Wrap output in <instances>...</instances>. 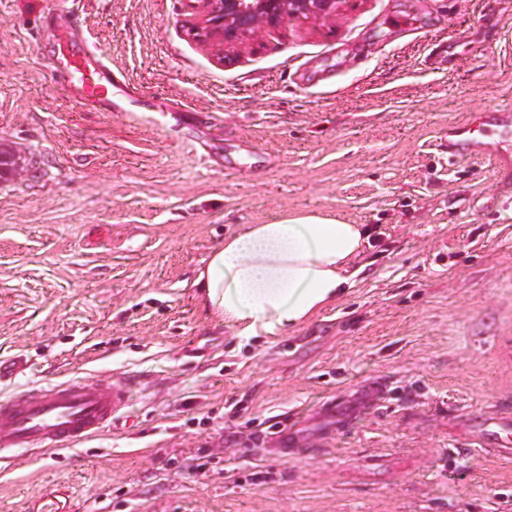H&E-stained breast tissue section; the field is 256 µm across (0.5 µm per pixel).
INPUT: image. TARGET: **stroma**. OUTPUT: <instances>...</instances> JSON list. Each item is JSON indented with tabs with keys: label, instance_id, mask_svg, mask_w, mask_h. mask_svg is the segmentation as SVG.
I'll return each mask as SVG.
<instances>
[{
	"label": "stroma",
	"instance_id": "1",
	"mask_svg": "<svg viewBox=\"0 0 512 512\" xmlns=\"http://www.w3.org/2000/svg\"><path fill=\"white\" fill-rule=\"evenodd\" d=\"M122 78L89 112L50 61L57 0H0V359L135 375L128 413L0 464V512H512V192L448 126L512 105V0H347L227 52L186 0H71ZM454 40L436 69L429 43ZM371 228L354 284L246 338L193 281L244 224ZM385 385L336 430L322 405ZM303 439L268 454L275 423Z\"/></svg>",
	"mask_w": 512,
	"mask_h": 512
}]
</instances>
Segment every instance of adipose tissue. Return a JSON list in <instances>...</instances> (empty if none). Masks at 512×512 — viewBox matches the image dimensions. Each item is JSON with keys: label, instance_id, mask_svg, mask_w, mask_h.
I'll return each instance as SVG.
<instances>
[{"label": "adipose tissue", "instance_id": "adipose-tissue-1", "mask_svg": "<svg viewBox=\"0 0 512 512\" xmlns=\"http://www.w3.org/2000/svg\"><path fill=\"white\" fill-rule=\"evenodd\" d=\"M368 239L366 225L313 214L246 224L212 251L193 285L208 313L238 335L286 333L351 286Z\"/></svg>", "mask_w": 512, "mask_h": 512}]
</instances>
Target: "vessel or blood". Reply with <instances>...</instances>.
<instances>
[{"label": "vessel or blood", "instance_id": "obj_1", "mask_svg": "<svg viewBox=\"0 0 512 512\" xmlns=\"http://www.w3.org/2000/svg\"><path fill=\"white\" fill-rule=\"evenodd\" d=\"M60 58L59 74L67 93L90 111H112V87L118 75L96 48L83 39L68 45ZM491 129L502 141L512 142V109L478 112L449 126V159L481 150ZM128 402V382L110 380H64L1 397L0 459L83 441L109 426Z\"/></svg>", "mask_w": 512, "mask_h": 512}]
</instances>
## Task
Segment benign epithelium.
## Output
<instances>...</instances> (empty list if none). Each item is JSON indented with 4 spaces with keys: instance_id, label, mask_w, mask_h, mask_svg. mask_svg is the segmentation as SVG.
Returning a JSON list of instances; mask_svg holds the SVG:
<instances>
[{
    "instance_id": "7a95c632",
    "label": "benign epithelium",
    "mask_w": 512,
    "mask_h": 512,
    "mask_svg": "<svg viewBox=\"0 0 512 512\" xmlns=\"http://www.w3.org/2000/svg\"><path fill=\"white\" fill-rule=\"evenodd\" d=\"M345 0H189L190 34L219 59L224 50L287 20L319 22L336 17Z\"/></svg>"
}]
</instances>
